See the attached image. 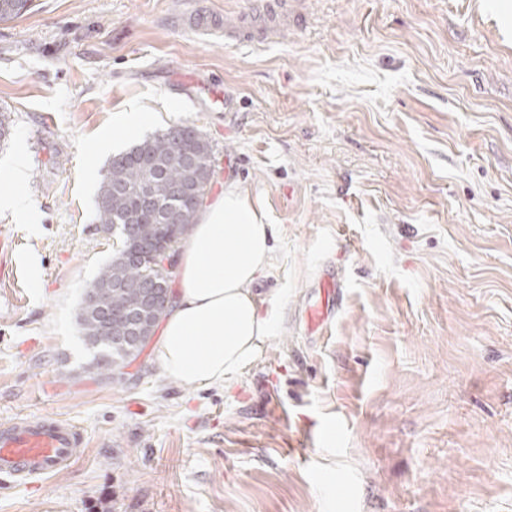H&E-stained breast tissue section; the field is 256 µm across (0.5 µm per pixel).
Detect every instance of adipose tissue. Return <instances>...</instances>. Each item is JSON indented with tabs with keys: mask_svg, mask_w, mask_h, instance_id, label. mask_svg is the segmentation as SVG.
I'll return each mask as SVG.
<instances>
[{
	"mask_svg": "<svg viewBox=\"0 0 512 512\" xmlns=\"http://www.w3.org/2000/svg\"><path fill=\"white\" fill-rule=\"evenodd\" d=\"M274 227L236 184L204 205L181 246L179 292L160 331L162 373L179 383L231 385L273 336L275 304L255 285L271 267Z\"/></svg>",
	"mask_w": 512,
	"mask_h": 512,
	"instance_id": "obj_1",
	"label": "adipose tissue"
}]
</instances>
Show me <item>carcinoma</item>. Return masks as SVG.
Instances as JSON below:
<instances>
[{"label":"carcinoma","instance_id":"1","mask_svg":"<svg viewBox=\"0 0 512 512\" xmlns=\"http://www.w3.org/2000/svg\"><path fill=\"white\" fill-rule=\"evenodd\" d=\"M33 0H0V21L26 13ZM213 150L199 130L177 124L145 137L115 154L101 181L96 221L117 240L90 289L97 291L98 307L81 306L80 333L94 352L93 363L110 371L126 362L133 344L126 341L129 317L140 311L144 292L162 281L150 252L132 242L157 238L161 224L179 225L182 240L197 214L186 194L209 191Z\"/></svg>","mask_w":512,"mask_h":512}]
</instances>
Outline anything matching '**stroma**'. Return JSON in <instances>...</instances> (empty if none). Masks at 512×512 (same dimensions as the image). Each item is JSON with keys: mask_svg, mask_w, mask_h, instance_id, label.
Here are the masks:
<instances>
[{"mask_svg": "<svg viewBox=\"0 0 512 512\" xmlns=\"http://www.w3.org/2000/svg\"><path fill=\"white\" fill-rule=\"evenodd\" d=\"M251 3L0 22V186L24 159L30 203L0 210V423L87 442L32 485L0 475V512H512V0H301L260 47L190 21ZM182 123L213 147L210 195L236 183L275 226L278 330L229 390L162 375L155 335L99 376L77 323L112 255L111 156ZM333 271L340 309L308 335Z\"/></svg>", "mask_w": 512, "mask_h": 512, "instance_id": "obj_1", "label": "stroma"}]
</instances>
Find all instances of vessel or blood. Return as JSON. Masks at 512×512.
<instances>
[{
    "instance_id": "1",
    "label": "vessel or blood",
    "mask_w": 512,
    "mask_h": 512,
    "mask_svg": "<svg viewBox=\"0 0 512 512\" xmlns=\"http://www.w3.org/2000/svg\"><path fill=\"white\" fill-rule=\"evenodd\" d=\"M295 0H253L249 25L225 24L224 38L230 42L262 44L272 35L271 25L296 14ZM324 295L320 304L309 305L304 319L309 333L327 324L343 287L341 279L324 277L318 283ZM85 436L69 422L52 417L16 418L0 424V473L27 485L67 468L82 456Z\"/></svg>"
}]
</instances>
